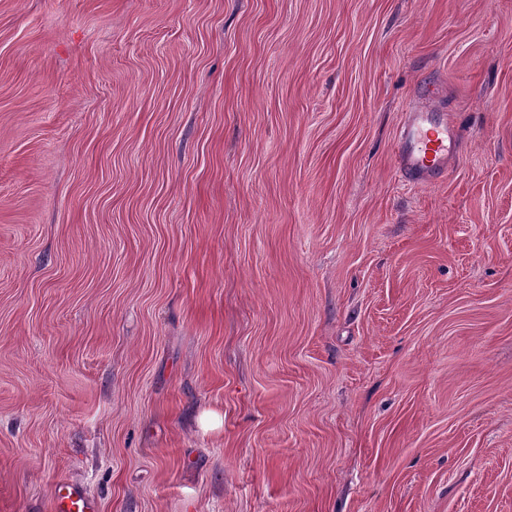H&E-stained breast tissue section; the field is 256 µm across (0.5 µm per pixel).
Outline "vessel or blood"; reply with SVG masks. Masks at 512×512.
I'll use <instances>...</instances> for the list:
<instances>
[{"label":"vessel or blood","instance_id":"b4317fda","mask_svg":"<svg viewBox=\"0 0 512 512\" xmlns=\"http://www.w3.org/2000/svg\"><path fill=\"white\" fill-rule=\"evenodd\" d=\"M456 131L448 120L432 121L429 113L409 108L395 147L399 173L412 183H426L437 172L447 171L453 162ZM55 512H93L90 502L75 489L55 487Z\"/></svg>","mask_w":512,"mask_h":512}]
</instances>
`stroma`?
<instances>
[{
  "label": "stroma",
  "instance_id": "obj_1",
  "mask_svg": "<svg viewBox=\"0 0 512 512\" xmlns=\"http://www.w3.org/2000/svg\"><path fill=\"white\" fill-rule=\"evenodd\" d=\"M58 485L512 512V0H0V512ZM455 141V127L448 118L432 122L428 112L410 107L395 147L397 170L409 182H429L452 165Z\"/></svg>",
  "mask_w": 512,
  "mask_h": 512
}]
</instances>
